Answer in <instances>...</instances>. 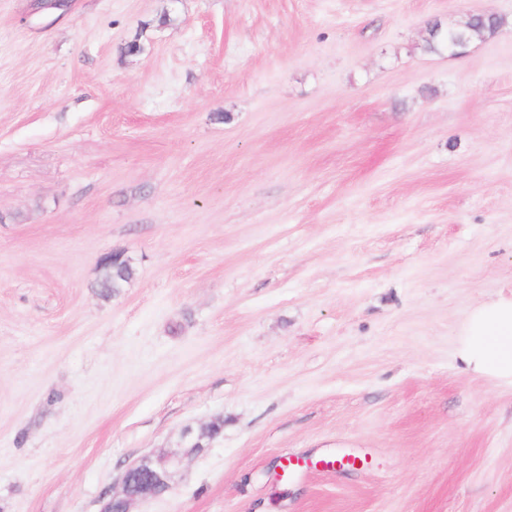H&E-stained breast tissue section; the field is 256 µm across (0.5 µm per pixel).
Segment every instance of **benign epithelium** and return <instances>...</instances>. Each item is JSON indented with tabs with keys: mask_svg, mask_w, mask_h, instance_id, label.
I'll return each mask as SVG.
<instances>
[{
	"mask_svg": "<svg viewBox=\"0 0 512 512\" xmlns=\"http://www.w3.org/2000/svg\"><path fill=\"white\" fill-rule=\"evenodd\" d=\"M202 435L188 429L185 432L186 445L172 449L157 457H143L129 468L121 477L122 491L119 496H111L104 503L101 512H112L110 505L121 504L120 512H131V504L139 499L156 497L169 491L172 487V477L185 457L201 450L198 439Z\"/></svg>",
	"mask_w": 512,
	"mask_h": 512,
	"instance_id": "obj_1",
	"label": "benign epithelium"
}]
</instances>
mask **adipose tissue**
<instances>
[{
	"label": "adipose tissue",
	"instance_id": "adipose-tissue-1",
	"mask_svg": "<svg viewBox=\"0 0 512 512\" xmlns=\"http://www.w3.org/2000/svg\"><path fill=\"white\" fill-rule=\"evenodd\" d=\"M457 355L474 375L512 383V298L483 302L467 312Z\"/></svg>",
	"mask_w": 512,
	"mask_h": 512
}]
</instances>
